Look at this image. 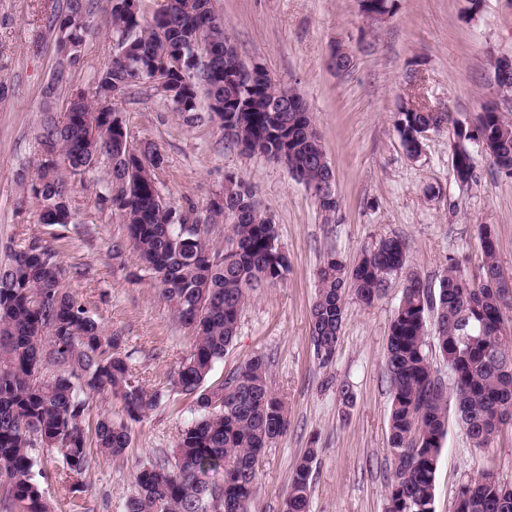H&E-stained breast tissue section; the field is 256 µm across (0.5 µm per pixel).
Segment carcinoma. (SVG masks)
<instances>
[{
  "label": "carcinoma",
  "instance_id": "cac0c4a2",
  "mask_svg": "<svg viewBox=\"0 0 512 512\" xmlns=\"http://www.w3.org/2000/svg\"><path fill=\"white\" fill-rule=\"evenodd\" d=\"M108 23L115 42L110 62L94 77L95 91L76 92L78 111L58 124L47 118L40 135L41 160L35 175L21 187L36 200L38 216L55 211L67 226L73 184L69 168L107 157L111 179L99 200L123 216L139 260L158 281L162 299L194 336L190 354L173 376L177 392L192 400L194 419L180 432L173 465L153 464L135 476L127 512H250L256 494V461L263 450L288 429L285 403L269 387L268 364L255 355L220 381H210L237 335L250 291L286 280L288 254L275 224L262 210L253 187L226 177L221 203L210 201L202 218L189 209L167 205L147 172L163 166L161 150L116 142L113 116L128 88L149 82L155 73L168 77L166 97L172 111L196 114L199 91L209 98V118H217L224 135L246 154L277 162L288 148L285 164L291 176L312 191L327 215L336 212V193L322 189L329 173L321 137L310 113L276 107L285 89L271 78L249 86L230 76L249 67L224 35L213 0H168L163 13H137L117 0ZM98 0H66L51 26L81 13L93 14ZM72 26L68 39L56 42L58 55L50 84L64 78L72 45L83 40ZM224 104L215 111L212 102ZM445 112H397L394 128L406 154L420 153L415 135L439 132ZM459 149L452 158L455 180L474 178L473 140L486 144L485 154L497 170L512 176V122L486 104L477 125L455 128ZM217 217L230 224L229 245L215 248L206 240V223ZM483 278L475 284L452 261L438 292L407 279L390 322L384 359L391 381L388 445L393 460L385 512H435L438 460L448 433V392L454 417L478 448L501 432L493 423L512 405V336L504 333L506 300L497 260V239L489 224L478 230ZM408 244L387 237L347 267L330 254L317 273L318 291L310 311V333L319 364L333 363L345 321L346 300L365 306L380 298L386 283L405 267ZM59 251L39 238L13 250L0 266V512H52L43 497L29 449L40 443L60 452L67 470H89L94 446L117 458L131 443L129 423L141 421L160 400L133 372L121 351V337L106 334L64 288ZM434 335L439 355L448 365L452 388L435 372L426 351ZM55 374L43 373L44 365ZM110 393L123 403L126 419L105 416L94 433L85 427L88 396ZM317 449L308 448L291 476L283 512H308L312 465ZM454 512H512V486L481 469L463 482Z\"/></svg>",
  "mask_w": 512,
  "mask_h": 512
}]
</instances>
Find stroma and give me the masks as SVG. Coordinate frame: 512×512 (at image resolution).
I'll list each match as a JSON object with an SVG mask.
<instances>
[{"mask_svg":"<svg viewBox=\"0 0 512 512\" xmlns=\"http://www.w3.org/2000/svg\"><path fill=\"white\" fill-rule=\"evenodd\" d=\"M63 0H0V263L25 239L54 241L65 289L102 328L119 334L122 350L160 404L131 426L124 456L96 455L85 474L68 477L59 454L34 446L36 479L54 512H126L136 471L172 458L190 401L175 392L170 375L193 337L161 299L151 274L127 243L121 215L98 195L111 166L100 159L71 198L67 227L38 223L36 206L23 198L19 178L40 157L46 117L63 121L70 91H91L94 76L112 57L105 27L84 36L69 89L46 97L56 65L50 25ZM226 37L246 62H261L278 85L295 89L307 104L336 176L339 208L328 217L310 191L279 162L243 154L224 138L219 121L187 124L155 88L131 86L120 105L134 146L158 145L165 163L158 189L173 207L206 215L224 191L226 175L251 184L273 218L291 268L283 283L257 289L244 307L237 336L216 364L214 377L261 355L268 384L288 408V429L259 461L251 512H281L292 470L314 448L309 512H384L392 468L388 447L390 379L384 363L389 324L407 277L438 289L450 260L479 282L478 228L489 224L498 260L512 277V177L490 158L477 159L475 177L458 184L452 173L453 129L427 133L422 154L409 158L393 126L401 102L415 101L472 124L493 102L512 119V100L494 80L491 58L512 57V0H484L479 12L466 0H396L390 16L367 20L359 0H215ZM354 63L346 72L329 65L335 45ZM409 245L407 263L380 299L364 306L348 298L336 357L320 366L310 339L317 271L327 255L353 264L380 239ZM124 243L122 260L113 243ZM349 385L353 404L341 403ZM495 469L512 485V425L477 448L449 420L435 480V512H453L462 482L478 469Z\"/></svg>","mask_w":512,"mask_h":512,"instance_id":"obj_1","label":"stroma"}]
</instances>
